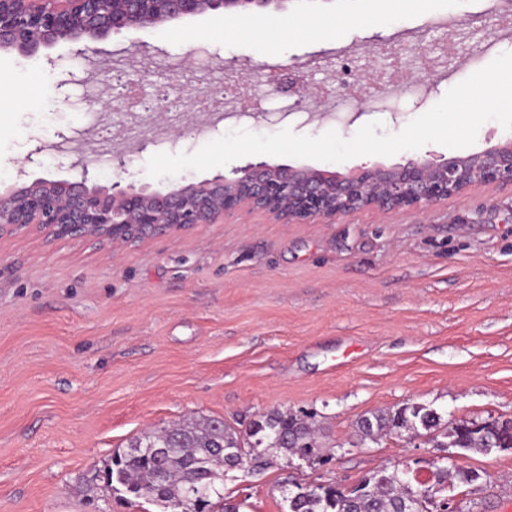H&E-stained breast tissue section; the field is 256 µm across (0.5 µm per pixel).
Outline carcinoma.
I'll return each mask as SVG.
<instances>
[{
  "label": "carcinoma",
  "instance_id": "carcinoma-1",
  "mask_svg": "<svg viewBox=\"0 0 512 512\" xmlns=\"http://www.w3.org/2000/svg\"><path fill=\"white\" fill-rule=\"evenodd\" d=\"M474 420L444 422L434 409L405 403L389 410L364 415L355 422L361 441H379L389 435L410 432L413 438L444 428L447 447L464 452L488 453L490 448H512V425L507 421L472 428ZM259 445L276 448L293 458L318 451L321 444L312 424L292 413L273 412L256 423ZM167 448L162 457L144 453L141 447ZM237 434L219 419L185 422L177 427L145 433L116 453L104 468V490L151 501L170 512L172 502L184 496L189 484L206 491L201 508L191 504L186 512H240V504L224 498L216 481L224 469L238 466ZM448 468L434 466L431 482L396 469L380 470L365 479L362 492H343L332 487L309 489L303 495L288 494V512H402L411 497L426 491H445Z\"/></svg>",
  "mask_w": 512,
  "mask_h": 512
}]
</instances>
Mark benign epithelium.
I'll list each match as a JSON object with an SVG mask.
<instances>
[{"label":"benign epithelium","instance_id":"1","mask_svg":"<svg viewBox=\"0 0 512 512\" xmlns=\"http://www.w3.org/2000/svg\"><path fill=\"white\" fill-rule=\"evenodd\" d=\"M286 9V0H0V51L33 57L60 42L76 52L102 53L94 44L123 30L170 26L206 13L237 15L255 8ZM295 92L341 99L359 88L358 69L348 61L336 83L315 90L293 74ZM74 181L36 179L0 189V239L30 231L54 240L86 239L132 246L225 216L262 211L282 224H306L364 209L425 211L486 185L512 187V140L480 152L444 157L427 154L393 165L361 166L346 173L270 162L250 163L198 182L164 190L91 182L79 159Z\"/></svg>","mask_w":512,"mask_h":512}]
</instances>
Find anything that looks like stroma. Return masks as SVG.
Instances as JSON below:
<instances>
[{
  "label": "stroma",
  "instance_id": "35a3bbf8",
  "mask_svg": "<svg viewBox=\"0 0 512 512\" xmlns=\"http://www.w3.org/2000/svg\"><path fill=\"white\" fill-rule=\"evenodd\" d=\"M502 0H289L286 10L205 14L157 32L126 30L100 42L123 60L122 75L60 44L31 58L0 52V185L70 180L74 151L125 152L127 173L95 164L99 184H151L149 152L127 118L104 104L128 78L148 75L173 112L156 124L193 153L231 130L291 129L351 138L379 120L401 131L477 71L468 52L485 40L491 62L512 52L495 13ZM375 34L427 42L453 27L460 41L423 96L391 87L393 109L354 96L351 107L304 106L288 113L262 89L261 118L200 112L171 75L144 72L143 58L184 61L210 46L214 71L249 89L260 65L332 61L314 73L333 84L350 59L374 85L377 63L361 20ZM233 28L225 36V28ZM70 136L59 144V135ZM46 143L38 164L27 153ZM407 402L443 418L512 417V189L481 188L426 213L365 210L336 223L280 224L265 214L232 215L121 251L31 232L0 240V512H158L107 493L97 477L130 440L190 420H224L241 440L273 412L312 415L329 453L324 463L268 449L265 467L225 471L224 495L243 512H288L285 496L314 483L356 485L383 469L426 466L446 456L426 438L363 442L364 414ZM478 472L454 488L458 512H512V451L457 452Z\"/></svg>",
  "mask_w": 512,
  "mask_h": 512
}]
</instances>
